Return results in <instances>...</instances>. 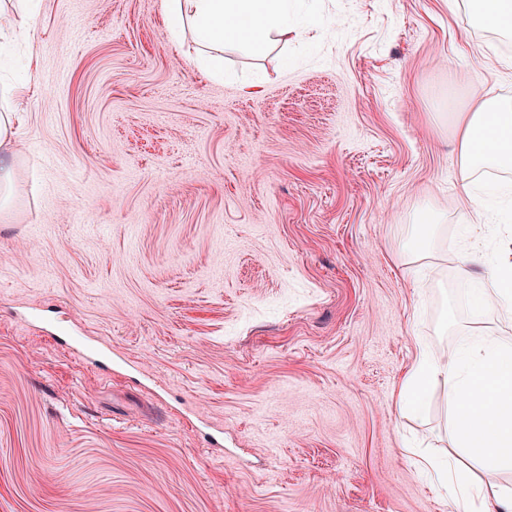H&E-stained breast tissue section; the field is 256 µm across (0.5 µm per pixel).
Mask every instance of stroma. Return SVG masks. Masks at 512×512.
<instances>
[{
	"instance_id": "1",
	"label": "stroma",
	"mask_w": 512,
	"mask_h": 512,
	"mask_svg": "<svg viewBox=\"0 0 512 512\" xmlns=\"http://www.w3.org/2000/svg\"><path fill=\"white\" fill-rule=\"evenodd\" d=\"M474 16L292 0L287 38L209 78L162 0H41L0 223V512H456L404 451H447L443 386L419 413L394 393L418 343L512 337L461 282L449 115L512 98V38Z\"/></svg>"
}]
</instances>
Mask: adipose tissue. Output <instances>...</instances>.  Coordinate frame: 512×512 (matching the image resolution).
Here are the masks:
<instances>
[{"label":"adipose tissue","mask_w":512,"mask_h":512,"mask_svg":"<svg viewBox=\"0 0 512 512\" xmlns=\"http://www.w3.org/2000/svg\"><path fill=\"white\" fill-rule=\"evenodd\" d=\"M291 0H163L169 37L181 43L193 31L204 52L200 71L220 74L227 43L241 41L263 52L271 30L288 28ZM24 84L0 85V222L10 214L16 190L19 112ZM454 154L459 172L456 200L469 205L468 254L486 266L485 275L465 273L477 305L512 318V248L496 243L486 250L485 229L512 223V100L491 98L455 115ZM504 171L502 179L477 178L482 169ZM444 382L452 425L461 456L440 463L431 455H416L419 469L434 489L464 512H512V489L497 476L512 475V342L490 336L466 340L453 359L418 351L398 392L400 408L421 409L428 384Z\"/></svg>","instance_id":"ef3b65f1"}]
</instances>
